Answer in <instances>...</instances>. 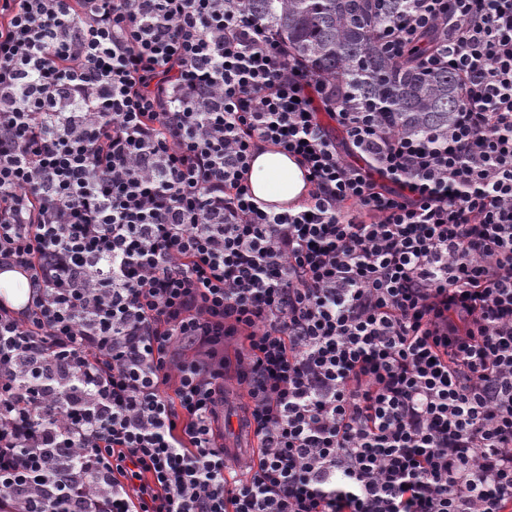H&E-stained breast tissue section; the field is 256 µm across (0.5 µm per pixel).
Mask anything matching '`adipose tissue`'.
<instances>
[{
    "mask_svg": "<svg viewBox=\"0 0 512 512\" xmlns=\"http://www.w3.org/2000/svg\"><path fill=\"white\" fill-rule=\"evenodd\" d=\"M254 197L264 202L297 201L305 189L303 172L281 152L260 150L249 172Z\"/></svg>",
    "mask_w": 512,
    "mask_h": 512,
    "instance_id": "ef3b65f1",
    "label": "adipose tissue"
}]
</instances>
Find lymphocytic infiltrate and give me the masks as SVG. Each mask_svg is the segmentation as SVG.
Here are the masks:
<instances>
[{"instance_id": "obj_1", "label": "lymphocytic infiltrate", "mask_w": 512, "mask_h": 512, "mask_svg": "<svg viewBox=\"0 0 512 512\" xmlns=\"http://www.w3.org/2000/svg\"><path fill=\"white\" fill-rule=\"evenodd\" d=\"M425 31L461 107L407 135L240 0H0V512H512V0L377 37ZM263 148L249 172V186L257 200L267 203L272 209L288 208L291 204L275 202L297 201L305 189L303 172L294 159L281 152ZM29 288L26 278L14 270L0 273V297L15 308L24 305L28 299ZM224 385L226 389L224 410L232 414V426L225 428L221 418L217 430L224 434V448H230L237 455L240 466H245L252 459L254 448H256V442L250 438L252 432L243 423V407L246 399L242 396L235 380L227 378ZM237 419L241 424V430L234 428Z\"/></svg>"}]
</instances>
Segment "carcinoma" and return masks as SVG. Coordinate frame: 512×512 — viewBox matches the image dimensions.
Returning a JSON list of instances; mask_svg holds the SVG:
<instances>
[{
    "instance_id": "1",
    "label": "carcinoma",
    "mask_w": 512,
    "mask_h": 512,
    "mask_svg": "<svg viewBox=\"0 0 512 512\" xmlns=\"http://www.w3.org/2000/svg\"><path fill=\"white\" fill-rule=\"evenodd\" d=\"M244 6L278 33L288 53L349 86L403 133L444 131L461 106L455 75L421 64L441 44L438 34L422 35L399 58L380 48L378 27L400 17L407 0H244Z\"/></svg>"
}]
</instances>
